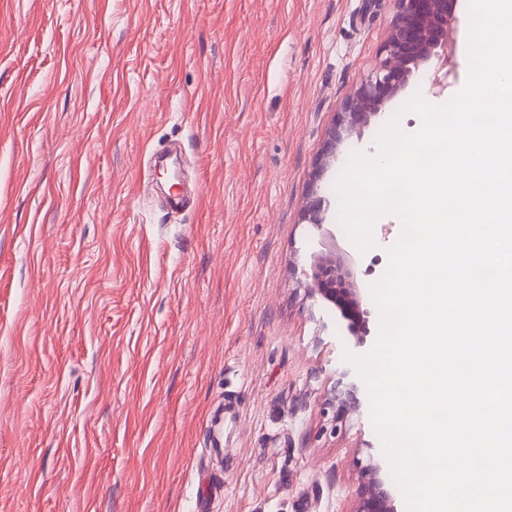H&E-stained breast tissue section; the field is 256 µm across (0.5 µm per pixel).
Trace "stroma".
Segmentation results:
<instances>
[{
  "label": "stroma",
  "mask_w": 512,
  "mask_h": 512,
  "mask_svg": "<svg viewBox=\"0 0 512 512\" xmlns=\"http://www.w3.org/2000/svg\"><path fill=\"white\" fill-rule=\"evenodd\" d=\"M393 0H0V512H351L369 410L326 398L354 340L312 300L332 251L370 286L334 184L414 94V69L313 172L378 64ZM181 163L171 190L156 154ZM323 228L303 220L312 193Z\"/></svg>",
  "instance_id": "stroma-1"
}]
</instances>
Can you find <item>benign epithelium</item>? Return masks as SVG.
Masks as SVG:
<instances>
[{
  "label": "benign epithelium",
  "instance_id": "7a95c632",
  "mask_svg": "<svg viewBox=\"0 0 512 512\" xmlns=\"http://www.w3.org/2000/svg\"><path fill=\"white\" fill-rule=\"evenodd\" d=\"M396 12L392 31L381 48L378 67L365 77L338 112V126L359 133L376 116L381 106L407 83L412 69L433 57L448 59L447 47L453 30L451 0H394ZM327 202L317 196L307 203L305 217L323 227ZM311 295L333 303L348 321L347 330L356 333L364 322V310L352 273L332 255L314 260ZM361 379L345 367L331 386L329 405L335 418L358 413ZM362 490L351 512H397L396 491L387 482L384 464L374 449L367 448L365 461L359 463Z\"/></svg>",
  "mask_w": 512,
  "mask_h": 512
}]
</instances>
